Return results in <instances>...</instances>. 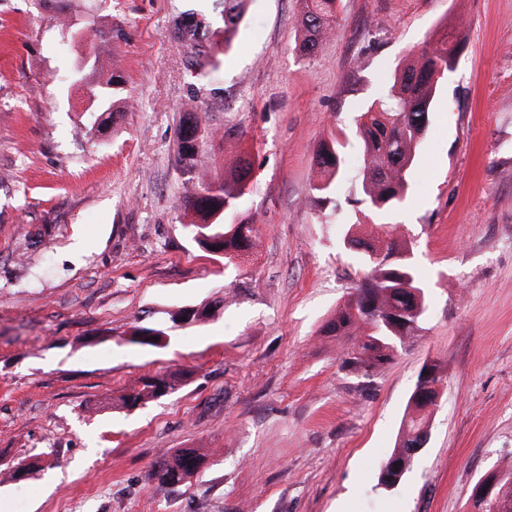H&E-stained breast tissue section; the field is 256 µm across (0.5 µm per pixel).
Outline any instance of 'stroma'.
<instances>
[{
    "label": "stroma",
    "instance_id": "obj_1",
    "mask_svg": "<svg viewBox=\"0 0 512 512\" xmlns=\"http://www.w3.org/2000/svg\"><path fill=\"white\" fill-rule=\"evenodd\" d=\"M66 3L68 23L124 29L103 57L125 76L124 106L92 131L75 72L93 41L32 0H0V456L45 459L0 482V512H468L478 479L512 460V0H342L309 56L301 0H250L205 76L174 21L215 0ZM443 25L460 35L455 66L386 218L429 309L381 372L351 374L320 329L363 276L344 245L360 207L354 119ZM189 113L216 134L204 174L254 162V245L230 264L186 230L175 151ZM339 129L343 171L321 205L316 154ZM158 323L164 344L129 342ZM431 361L445 382L428 440L382 488ZM177 368L189 377L166 396L117 405L137 378ZM179 448L200 449V470L149 481Z\"/></svg>",
    "mask_w": 512,
    "mask_h": 512
}]
</instances>
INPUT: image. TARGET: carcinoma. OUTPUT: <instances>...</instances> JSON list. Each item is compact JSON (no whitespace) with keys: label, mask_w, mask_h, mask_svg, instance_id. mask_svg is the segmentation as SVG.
I'll return each instance as SVG.
<instances>
[{"label":"carcinoma","mask_w":512,"mask_h":512,"mask_svg":"<svg viewBox=\"0 0 512 512\" xmlns=\"http://www.w3.org/2000/svg\"><path fill=\"white\" fill-rule=\"evenodd\" d=\"M303 36L300 50L315 52L319 43L335 32L341 0H302ZM248 0H224L219 11L220 22L205 24L195 13L184 12L175 21L180 40L197 49L202 65L212 63V53L222 47L232 49ZM121 27L107 22L96 28L94 44L112 45L122 39ZM457 42L455 31L437 32L397 71L393 82L381 97L374 100L356 119L357 135L362 143L363 166L361 203L365 217L376 229L373 236L362 235L359 225L348 226L346 243L368 260L369 270L326 321L322 333L350 339L341 355V369L371 376L410 344L422 330L428 308V295L421 284L411 251L396 225L381 220L393 207L403 202L408 188V174L415 164L421 142L429 128L432 103L441 80L454 66ZM77 80L88 83L96 96L97 111L90 113L92 128L105 129L119 111L117 101L109 96L122 82V76L94 67ZM214 138V133L192 119L185 122L177 146L176 163L184 177L187 194L184 210L191 215L187 227L202 235L198 244L206 249L218 247L224 258L231 260L252 245L253 225L243 217L245 198L250 193L253 177L251 162L240 158L224 174V180L213 181L197 168L201 146ZM343 144L336 138L321 144L318 150L319 175L312 187L314 198H333L342 164ZM180 371L137 379L119 396L125 407L144 405L170 392L181 382ZM429 414L424 405L409 399L401 431L395 447L379 468L378 485L393 475L392 466L399 462L409 469L414 454L411 446L421 437V428ZM202 455L194 448L166 454L151 466L149 479L160 485H179L199 469ZM503 471L511 479L498 482L494 499L486 503L471 499L470 512H512V463Z\"/></svg>","instance_id":"cac0c4a2"}]
</instances>
